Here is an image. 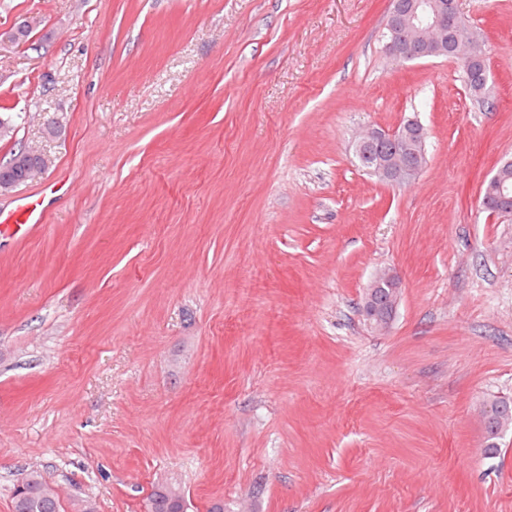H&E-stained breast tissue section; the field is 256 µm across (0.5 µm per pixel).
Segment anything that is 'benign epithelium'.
Instances as JSON below:
<instances>
[{"mask_svg": "<svg viewBox=\"0 0 512 512\" xmlns=\"http://www.w3.org/2000/svg\"><path fill=\"white\" fill-rule=\"evenodd\" d=\"M457 0H390L387 28L390 37L385 52L395 62L433 57H447L466 67L484 61L481 48L469 27L458 23ZM403 137L407 149L398 154L367 161L368 148L383 141ZM360 165H370L381 179L394 184H407L422 173L426 161V133L420 122L407 117L392 130L372 127L366 129L353 143ZM389 291L377 292L381 284ZM401 285L392 272L378 274L367 289L363 312L370 324L385 328L392 322L399 301Z\"/></svg>", "mask_w": 512, "mask_h": 512, "instance_id": "benign-epithelium-1", "label": "benign epithelium"}]
</instances>
